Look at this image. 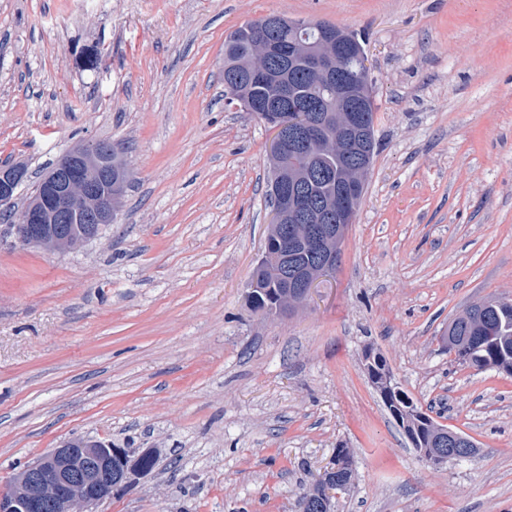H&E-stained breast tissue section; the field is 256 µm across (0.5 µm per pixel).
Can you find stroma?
Masks as SVG:
<instances>
[{"label": "stroma", "instance_id": "obj_1", "mask_svg": "<svg viewBox=\"0 0 512 512\" xmlns=\"http://www.w3.org/2000/svg\"><path fill=\"white\" fill-rule=\"evenodd\" d=\"M366 39L375 155L335 274L253 310L269 127L228 104L224 40L269 15ZM121 145L114 223L72 249L0 242V485L73 438L158 451L99 512H512V375L442 336L512 301V0H0V164L23 208L67 150ZM469 436L427 463L366 370ZM27 177L26 168L22 164L0 166V207L2 210L11 208L16 191Z\"/></svg>", "mask_w": 512, "mask_h": 512}]
</instances>
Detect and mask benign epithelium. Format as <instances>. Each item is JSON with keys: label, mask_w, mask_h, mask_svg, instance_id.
<instances>
[{"label": "benign epithelium", "mask_w": 512, "mask_h": 512, "mask_svg": "<svg viewBox=\"0 0 512 512\" xmlns=\"http://www.w3.org/2000/svg\"><path fill=\"white\" fill-rule=\"evenodd\" d=\"M316 30L313 42L296 41L286 46L267 43L261 52L263 61L247 68L246 81L261 85L279 80L265 61L270 53L277 55L283 71L305 69L322 87L336 91L333 102L341 113L336 132L325 125L312 127L302 116L288 119V111L276 96L251 99L242 95L237 78L226 83L228 100L237 102L244 111L275 113L269 123L271 160L280 161L291 149L315 150L328 145L355 163L356 175L319 210L288 179V173L278 171L272 187L270 227L278 235L281 249L275 254L265 253L257 267L282 283L280 297L289 305L304 303L316 282L339 266L341 245L354 223L374 154V124L368 112L369 103L374 101L370 77L355 81L346 67L353 62L358 70L369 73L365 49L354 34L338 26L318 25ZM119 153L118 145L98 140L85 141L65 152L42 176L39 190L22 210L19 222L9 225L13 243L64 250L96 238L105 226L114 223L126 186L118 178ZM26 177L21 164L0 166L1 209L11 208ZM290 245L319 254L320 263L288 267ZM446 436L448 430L438 426L430 443H418V451L427 462H448ZM153 456L155 451L150 448L136 455L110 442L70 440L25 465L12 483L0 490V512H98L114 488L150 473L146 460Z\"/></svg>", "instance_id": "benign-epithelium-1"}]
</instances>
